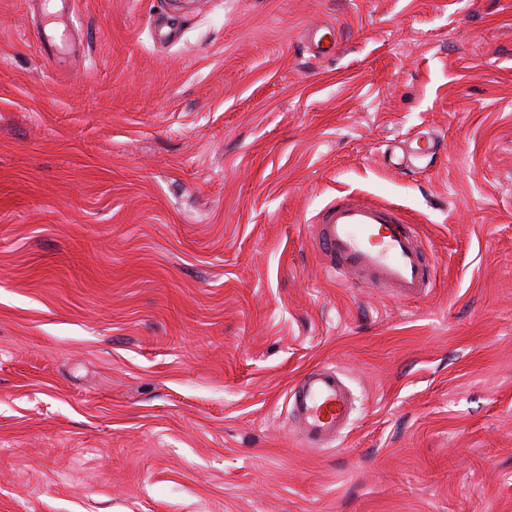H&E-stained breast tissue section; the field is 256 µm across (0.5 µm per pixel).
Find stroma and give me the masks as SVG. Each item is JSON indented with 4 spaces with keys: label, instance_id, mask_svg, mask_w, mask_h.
<instances>
[{
    "label": "stroma",
    "instance_id": "35a3bbf8",
    "mask_svg": "<svg viewBox=\"0 0 512 512\" xmlns=\"http://www.w3.org/2000/svg\"><path fill=\"white\" fill-rule=\"evenodd\" d=\"M64 11L50 62L0 0V512H512V0ZM348 193L427 296L327 278ZM318 365L355 411L306 448Z\"/></svg>",
    "mask_w": 512,
    "mask_h": 512
}]
</instances>
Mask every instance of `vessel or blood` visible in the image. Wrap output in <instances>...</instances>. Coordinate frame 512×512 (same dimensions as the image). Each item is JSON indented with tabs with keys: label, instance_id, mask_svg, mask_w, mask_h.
<instances>
[{
	"label": "vessel or blood",
	"instance_id": "obj_1",
	"mask_svg": "<svg viewBox=\"0 0 512 512\" xmlns=\"http://www.w3.org/2000/svg\"><path fill=\"white\" fill-rule=\"evenodd\" d=\"M315 244L335 280L390 288L411 298L428 294L433 286L414 225L399 212L359 196H337L318 213ZM288 404L307 448L334 442L352 413L342 375L329 367L294 385Z\"/></svg>",
	"mask_w": 512,
	"mask_h": 512
}]
</instances>
